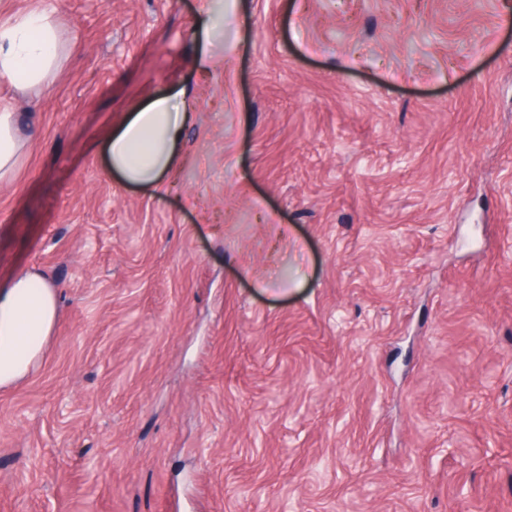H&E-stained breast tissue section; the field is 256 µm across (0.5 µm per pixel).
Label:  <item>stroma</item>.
<instances>
[{"instance_id":"1","label":"stroma","mask_w":512,"mask_h":512,"mask_svg":"<svg viewBox=\"0 0 512 512\" xmlns=\"http://www.w3.org/2000/svg\"><path fill=\"white\" fill-rule=\"evenodd\" d=\"M237 5L0 0L65 53L0 84V285L60 297L0 512H512V0ZM179 94L161 189L112 175ZM128 113L107 141V167L128 183L157 185L171 167L187 112L176 97L163 96ZM15 112L0 106V180L13 175L21 157Z\"/></svg>"}]
</instances>
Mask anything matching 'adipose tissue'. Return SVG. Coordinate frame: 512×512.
Listing matches in <instances>:
<instances>
[{
	"label": "adipose tissue",
	"instance_id": "adipose-tissue-1",
	"mask_svg": "<svg viewBox=\"0 0 512 512\" xmlns=\"http://www.w3.org/2000/svg\"><path fill=\"white\" fill-rule=\"evenodd\" d=\"M60 27L43 11L0 25V83L20 89L52 82L61 65ZM187 115L163 96L135 108L106 144L110 171L126 182L159 184L170 169ZM21 157L14 112L0 106V179L13 175ZM59 313L58 292L26 271L0 285V387L26 378L41 358Z\"/></svg>",
	"mask_w": 512,
	"mask_h": 512
}]
</instances>
